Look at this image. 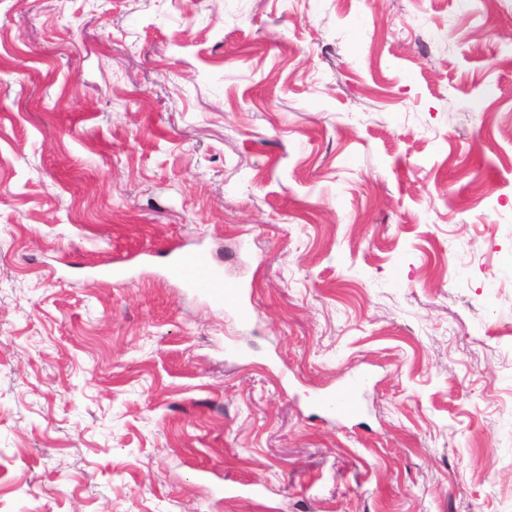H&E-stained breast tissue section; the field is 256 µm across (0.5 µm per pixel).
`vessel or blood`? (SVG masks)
Wrapping results in <instances>:
<instances>
[{
	"label": "vessel or blood",
	"instance_id": "obj_1",
	"mask_svg": "<svg viewBox=\"0 0 512 512\" xmlns=\"http://www.w3.org/2000/svg\"><path fill=\"white\" fill-rule=\"evenodd\" d=\"M173 259L167 267V275L184 288L199 293L210 301L224 305L233 312L241 324H250L254 309L246 299V289L234 278L225 276L210 258L198 249L177 244L172 248ZM365 383L364 376L356 375L335 388L317 395L314 408L320 414H340L346 417L358 416L361 407L358 395Z\"/></svg>",
	"mask_w": 512,
	"mask_h": 512
}]
</instances>
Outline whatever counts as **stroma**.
I'll list each match as a JSON object with an SVG mask.
<instances>
[{"label":"stroma","mask_w":512,"mask_h":512,"mask_svg":"<svg viewBox=\"0 0 512 512\" xmlns=\"http://www.w3.org/2000/svg\"><path fill=\"white\" fill-rule=\"evenodd\" d=\"M510 252L512 0H0V512H502ZM168 251L174 253L167 267L169 278L216 304L224 305L241 324L252 322L254 309L250 298L247 301L246 288L239 280L224 276L223 270L198 249L177 244ZM366 378L363 375L352 376L336 388L327 389L317 395L314 408L320 414H340L354 418L361 407L357 395L360 393Z\"/></svg>","instance_id":"stroma-1"}]
</instances>
